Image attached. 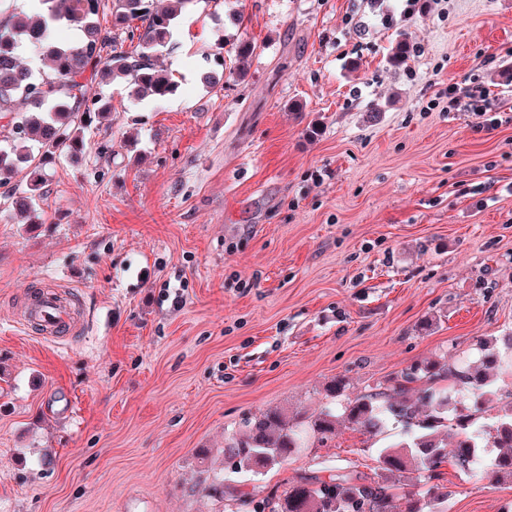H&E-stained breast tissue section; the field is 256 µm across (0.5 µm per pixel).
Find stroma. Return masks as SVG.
I'll return each instance as SVG.
<instances>
[{"label": "stroma", "mask_w": 512, "mask_h": 512, "mask_svg": "<svg viewBox=\"0 0 512 512\" xmlns=\"http://www.w3.org/2000/svg\"><path fill=\"white\" fill-rule=\"evenodd\" d=\"M235 10L259 49L244 81L206 86ZM174 41L175 96L59 159L40 227L0 212V512H230L207 487L243 418L512 333V122L435 101L454 82L512 105V0H192ZM40 288L72 331L28 323ZM368 445L340 427L260 483L373 474ZM442 473L447 512L512 501V482Z\"/></svg>", "instance_id": "1"}]
</instances>
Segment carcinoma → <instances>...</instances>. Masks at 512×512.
Returning <instances> with one entry per match:
<instances>
[{
  "label": "carcinoma",
  "instance_id": "1",
  "mask_svg": "<svg viewBox=\"0 0 512 512\" xmlns=\"http://www.w3.org/2000/svg\"><path fill=\"white\" fill-rule=\"evenodd\" d=\"M44 9L28 13L14 4L0 14V120L8 135H0V185L22 168L26 186L16 184L4 195V209L40 224V201L47 178L45 167L66 157L78 163L91 148L90 130L98 116H110L112 99L90 95V84L102 73L124 81L127 102L160 103L175 95L178 81L156 59L171 43L182 8L193 0H171L159 9L154 0H112V26L101 25L105 0H38ZM80 31L74 43H58L56 25ZM47 57L52 76L33 80L19 62L21 44ZM258 45L244 36L232 43L234 65L211 71L205 80L213 87L240 79ZM411 53L406 38H399L387 58L393 68L407 65ZM38 107L21 112L16 102ZM505 350L485 340L477 360L461 367L435 359L410 365L382 390L350 398L342 378L324 387V405L309 415H288L267 409L243 419L242 429L224 444V456L235 469L251 475L285 464L306 438L320 447L336 437L345 424L380 443L375 448L380 473L371 478L348 467H330L327 474H312L288 484L281 493L255 501L260 487L247 489L243 481H220L208 487L212 496L227 500L236 512H443L448 493L437 484L441 464L454 458L463 470L480 448H497L485 477L494 484L512 481V408L487 422L490 403L497 396L490 372L512 353V336ZM467 397H452L440 386L445 379ZM400 424L401 437L385 441L389 427Z\"/></svg>",
  "mask_w": 512,
  "mask_h": 512
}]
</instances>
